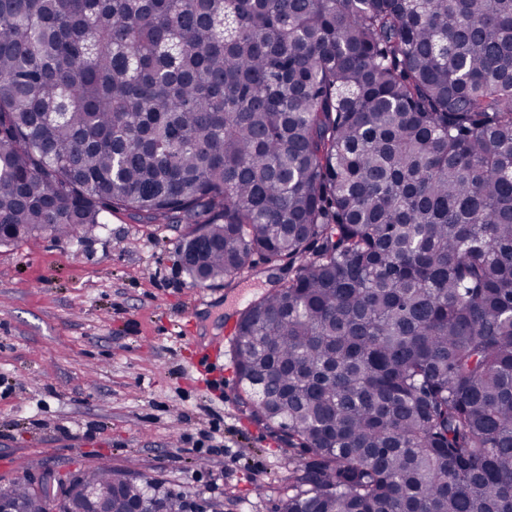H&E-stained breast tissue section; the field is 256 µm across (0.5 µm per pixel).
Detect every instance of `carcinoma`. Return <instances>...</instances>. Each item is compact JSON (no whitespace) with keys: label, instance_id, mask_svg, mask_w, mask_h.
I'll list each match as a JSON object with an SVG mask.
<instances>
[{"label":"carcinoma","instance_id":"obj_1","mask_svg":"<svg viewBox=\"0 0 512 512\" xmlns=\"http://www.w3.org/2000/svg\"><path fill=\"white\" fill-rule=\"evenodd\" d=\"M192 225L279 512H512V0H0V245ZM50 497L183 495L90 467Z\"/></svg>","mask_w":512,"mask_h":512}]
</instances>
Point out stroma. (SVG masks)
Instances as JSON below:
<instances>
[{
	"mask_svg": "<svg viewBox=\"0 0 512 512\" xmlns=\"http://www.w3.org/2000/svg\"><path fill=\"white\" fill-rule=\"evenodd\" d=\"M187 231L120 213L0 246V480L133 465L217 512H278L298 458L241 407L229 332L288 272L195 282Z\"/></svg>",
	"mask_w": 512,
	"mask_h": 512,
	"instance_id": "stroma-1",
	"label": "stroma"
}]
</instances>
